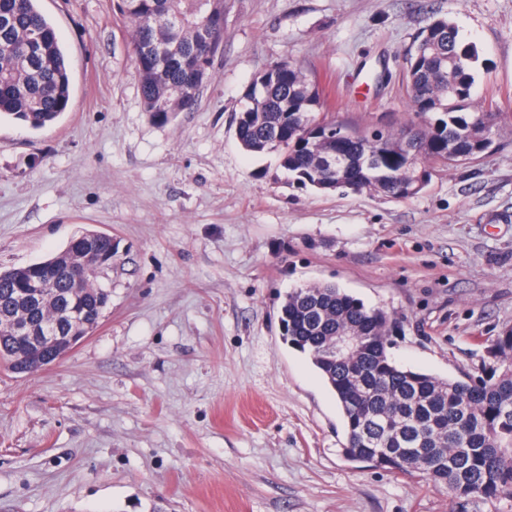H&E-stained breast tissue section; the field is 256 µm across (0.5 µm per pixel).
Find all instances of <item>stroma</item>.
<instances>
[{"label":"stroma","mask_w":512,"mask_h":512,"mask_svg":"<svg viewBox=\"0 0 512 512\" xmlns=\"http://www.w3.org/2000/svg\"><path fill=\"white\" fill-rule=\"evenodd\" d=\"M71 67L52 125L0 122V270L112 236L98 327L33 374L0 371V512H512L346 460L341 410L285 343L293 288L331 283L399 321L389 353L486 376L512 326V0H227L196 108L150 119L116 0H40ZM485 64L496 148L416 197L323 193L235 134L242 94L284 60L328 118L410 127L404 57L432 16Z\"/></svg>","instance_id":"1"}]
</instances>
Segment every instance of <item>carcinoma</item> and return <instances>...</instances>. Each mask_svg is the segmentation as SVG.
I'll list each match as a JSON object with an SVG mask.
<instances>
[{
  "mask_svg": "<svg viewBox=\"0 0 512 512\" xmlns=\"http://www.w3.org/2000/svg\"><path fill=\"white\" fill-rule=\"evenodd\" d=\"M38 0H0V120L31 129L56 122L71 100L67 55ZM131 33L143 109L166 123L198 102L222 48L225 0H118ZM406 95L422 127L415 132L430 169L450 168L490 151L499 130L497 106L475 98L483 66L475 43L462 39L446 17H434L415 36L405 57ZM254 101L244 103L236 136L251 154L276 152L292 183L322 192H376L405 200L422 188L411 182L404 155L408 129L376 138L320 117L317 81L288 61L269 78L258 76ZM380 153L379 167L369 154ZM89 274L70 278L69 264ZM34 265L0 277V365L13 368L7 314H19L20 289ZM65 302L48 300L34 313L52 318L76 307L87 329L99 324L97 255L76 239L43 270ZM285 341L309 355L336 396L345 424V457L391 472L424 475L457 499L512 498V327L492 341L496 369L480 382L441 378L398 365L388 352L397 319L368 308L334 284L289 291L279 310ZM342 336L355 337L345 350Z\"/></svg>",
  "mask_w": 512,
  "mask_h": 512,
  "instance_id": "obj_1",
  "label": "carcinoma"
}]
</instances>
